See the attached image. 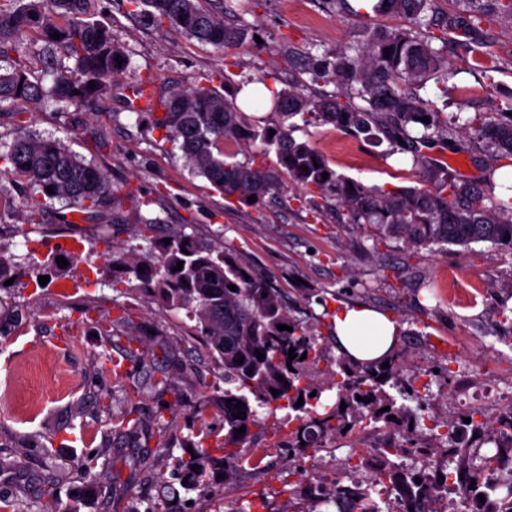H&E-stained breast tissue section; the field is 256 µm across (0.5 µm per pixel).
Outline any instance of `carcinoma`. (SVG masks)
I'll return each mask as SVG.
<instances>
[{"instance_id":"1","label":"carcinoma","mask_w":512,"mask_h":512,"mask_svg":"<svg viewBox=\"0 0 512 512\" xmlns=\"http://www.w3.org/2000/svg\"><path fill=\"white\" fill-rule=\"evenodd\" d=\"M127 2L131 12L142 15L156 28L167 25L222 49L256 45L252 29L224 18L203 0ZM96 5L97 0H0V61H10V70L0 72V104L9 103L17 116L25 114L26 104L47 95L77 108L97 105L112 82L119 79L127 59L109 28L94 19ZM434 8L435 0H372L375 15H403L412 27L392 31L374 27L366 46L355 55L344 50L308 56L302 73L310 75L311 84L333 83L339 93L317 91L309 95L304 93L306 82L289 79L272 104L280 117V124L273 128L248 123L236 99L195 84L172 91L161 102L164 112H140L138 119L147 118L164 131L182 152L190 171L227 199L246 204L248 197L254 196L260 204L285 188H297L335 201L353 223L369 224L381 237L401 241L413 250L433 245L467 248L477 242L512 249V192L497 196L493 191L499 163L512 160V105L496 117L478 112L468 120L473 138L484 144L493 161L479 185L449 179L448 171L419 149L441 139L447 126L443 113L409 89L445 65L432 40L446 41L448 24L441 25V35L428 34L434 25L430 16ZM29 31L43 42L35 57L21 50V41ZM55 33L60 38H54ZM57 51L74 59L79 77L52 67L50 58ZM35 58L41 64L38 75ZM341 96L345 101L339 100ZM297 117H310L368 140H388L395 148L411 153V171L422 176L425 185L386 190L336 173L310 142L292 136ZM422 117L429 122L420 121ZM18 129L20 133L12 143L0 151V176L25 183L33 200L26 222L37 223L39 208L54 200L71 204L82 220L110 216L112 223L125 224L134 217L143 226L139 236L147 246L126 253L107 251L105 259L116 273L112 287L119 288L133 277L142 285L143 296L159 310L184 312L196 322L195 331L224 366V383L229 385L224 399H234L224 406V434L206 426L198 429L194 457L178 460L173 472L184 490H205L219 482L224 485V496H230L245 463L251 461L248 447L253 427L266 426L271 434L264 455L273 450L295 457L299 450L310 449L316 454L330 441L360 432L366 421L372 429L388 432L382 447L357 455L355 467L369 471L370 484L365 486L341 472L330 482L321 476L317 485L307 486L306 479L317 473L313 464L289 490L291 499L299 504L343 500L356 512H383L373 501L371 489L387 483L409 512H445L442 505L446 498L465 491L469 496L464 499L463 512H512V473L504 493L499 490L502 481L486 472L489 467L499 471L512 464V410L491 422L474 408L467 414L471 422L440 419L434 429L418 414L422 397L417 390L400 388L397 398L386 391L403 361L400 352L389 355L387 368L380 362L359 365L337 359L335 366L320 369L318 336L290 316L282 294L267 279L255 275L220 244H204L186 233L171 236L166 244L150 235L161 218L141 213V206L151 205L152 200H142L132 213L125 211L124 197L113 188L105 171L56 140L31 134L21 124ZM270 129L275 130L271 137ZM241 143L254 147L243 162L236 160L235 151ZM272 153L276 157L273 166L267 163ZM48 187L53 193H47ZM179 261L183 266L176 271ZM141 266L142 274L138 272ZM231 284L237 290H230ZM279 324L292 327V331L278 329ZM134 343V338L127 337L122 359L108 360L99 371L119 382L130 381L129 390L138 392L141 383L133 367H145L146 359ZM292 347L297 357L290 361L288 351ZM257 350L264 354L261 361L255 356ZM304 353L306 359L299 360ZM241 356L244 361L240 365ZM319 372L328 377L327 387L336 388L335 403L322 412L317 407L324 389L309 381L311 374ZM273 388L278 395L272 394ZM367 397L372 401H365ZM300 398L303 404L298 407ZM238 401L243 406L235 407ZM408 401L416 407L406 405ZM343 402L347 407L342 412ZM386 406L390 410L379 412ZM284 408L299 413L298 428L286 430L278 422L268 424V419ZM262 409L267 410L263 419L259 417ZM164 413L165 407L159 406L145 422L131 410L113 422L117 430L131 436L162 438L169 425ZM238 413L241 418H234ZM242 426L245 433H235ZM485 444L493 445V449L481 456L479 451ZM439 451L451 463L446 471L432 466ZM403 456L411 457L417 465L397 462ZM120 462L134 469L142 460L112 449V484L123 485L130 496L131 484L121 483ZM261 463L259 459L253 466L258 469ZM194 465L199 469L192 470ZM219 474L223 479L217 478ZM417 477L421 482L415 481ZM481 494L485 496L483 503Z\"/></svg>"}]
</instances>
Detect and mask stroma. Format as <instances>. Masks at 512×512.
Segmentation results:
<instances>
[{"label":"stroma","instance_id":"stroma-1","mask_svg":"<svg viewBox=\"0 0 512 512\" xmlns=\"http://www.w3.org/2000/svg\"><path fill=\"white\" fill-rule=\"evenodd\" d=\"M219 10L239 14L261 39L254 48L220 49L181 35L173 28L148 26L128 12L125 0H99L97 18L123 48L129 65L120 79L88 111L62 108L50 99L28 105V130L56 139L105 170L113 186L137 189L156 199L163 223L155 235L179 230L204 243L224 242L259 276L299 300L294 316L319 337L324 361L337 358L330 317L346 303H359L391 316L402 329L398 349L407 362L401 384L421 389L432 415L456 419L480 408L488 420L512 409V325L500 323L497 309H512V251L488 243L463 249H408L385 240L367 225L349 223L333 202L311 207L289 192L260 207L231 204L187 167L181 152L162 131L137 122L128 107L133 87L149 83L167 94L182 85L208 82L227 93L243 81L265 78L284 88L289 61L306 53L336 51L356 43L366 27L409 28L399 15L364 18L327 0H253L247 13L238 0H209ZM448 35L453 75L446 89L427 82L423 98L445 115L468 119L497 112L512 100V18L485 17L474 38L459 44ZM294 136L310 141L337 173L367 186L413 187L410 165L389 155V142L376 143L330 125L299 126ZM26 193L21 184L0 182V250L14 258V281L0 284V445L7 465L0 467V495L35 506L44 489H53L58 512H112V483L90 484L76 463L90 453L100 456L99 470L111 469L107 448L137 455L152 453L130 474L140 502L168 500L174 512H228L263 494L268 512H288V490L300 479L296 462H278L270 471L242 474L232 500L221 488L185 492L171 476L187 457L200 423L222 428L224 368L214 361L194 323L181 312H161L139 292L112 288L107 247L139 245L138 226L63 223L61 205L45 209L36 224L20 218ZM68 265L58 271L56 258ZM130 319L124 334L133 336L149 356L168 354L167 389H142L126 401L98 365L116 349L105 332L113 319ZM499 361V396L486 399L488 381L479 370L483 358ZM441 373L424 380L426 370ZM113 393L109 407L95 400L100 389ZM166 405L170 428L164 448L155 441L121 437L113 416L137 409L148 415ZM378 433L332 440L317 455L322 473L346 470L352 455L379 442ZM53 457L43 460L42 447Z\"/></svg>","mask_w":512,"mask_h":512}]
</instances>
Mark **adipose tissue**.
Wrapping results in <instances>:
<instances>
[{"instance_id":"1","label":"adipose tissue","mask_w":512,"mask_h":512,"mask_svg":"<svg viewBox=\"0 0 512 512\" xmlns=\"http://www.w3.org/2000/svg\"><path fill=\"white\" fill-rule=\"evenodd\" d=\"M332 323L339 352L355 362L378 361L397 344L396 321L368 306L339 307L332 315Z\"/></svg>"}]
</instances>
